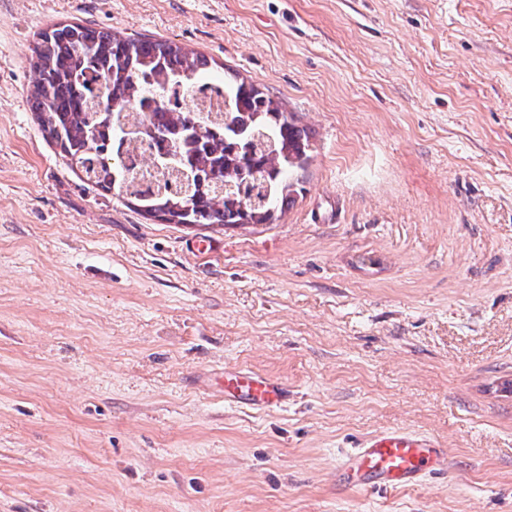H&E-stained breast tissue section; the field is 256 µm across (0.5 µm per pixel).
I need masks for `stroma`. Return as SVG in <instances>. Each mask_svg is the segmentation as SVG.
Segmentation results:
<instances>
[{"instance_id": "35a3bbf8", "label": "stroma", "mask_w": 512, "mask_h": 512, "mask_svg": "<svg viewBox=\"0 0 512 512\" xmlns=\"http://www.w3.org/2000/svg\"><path fill=\"white\" fill-rule=\"evenodd\" d=\"M73 22L258 84L303 193L204 227L86 181L26 101ZM235 367L285 407L226 402ZM386 428L447 472L337 490ZM0 512H512V0H0Z\"/></svg>"}]
</instances>
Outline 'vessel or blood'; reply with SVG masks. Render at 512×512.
<instances>
[{
	"instance_id": "vessel-or-blood-1",
	"label": "vessel or blood",
	"mask_w": 512,
	"mask_h": 512,
	"mask_svg": "<svg viewBox=\"0 0 512 512\" xmlns=\"http://www.w3.org/2000/svg\"><path fill=\"white\" fill-rule=\"evenodd\" d=\"M224 398L255 410H276L288 400L282 381L256 372L235 369L224 373ZM448 467L442 441L396 428L366 438L345 455L336 468L338 489L403 488L420 483L426 473Z\"/></svg>"
}]
</instances>
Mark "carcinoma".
I'll list each match as a JSON object with an SVG mask.
<instances>
[{"instance_id": "carcinoma-1", "label": "carcinoma", "mask_w": 512, "mask_h": 512, "mask_svg": "<svg viewBox=\"0 0 512 512\" xmlns=\"http://www.w3.org/2000/svg\"><path fill=\"white\" fill-rule=\"evenodd\" d=\"M33 53L38 78L28 104L44 135L88 180L136 201L150 217L167 224H270L303 182L311 135L254 83L224 80L222 112L167 111L147 96L162 81L189 90L213 74L202 53L78 23L46 29ZM138 102L153 110L144 128L128 122ZM146 137L166 151L155 161L153 186L119 160L121 147Z\"/></svg>"}]
</instances>
